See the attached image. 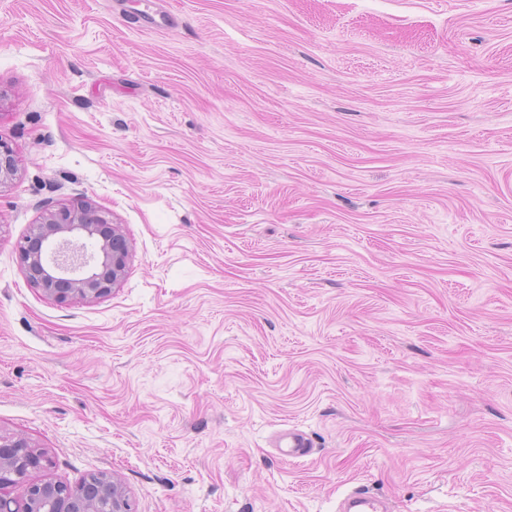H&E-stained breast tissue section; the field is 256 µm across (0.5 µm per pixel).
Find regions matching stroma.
<instances>
[{
    "mask_svg": "<svg viewBox=\"0 0 512 512\" xmlns=\"http://www.w3.org/2000/svg\"><path fill=\"white\" fill-rule=\"evenodd\" d=\"M0 140V432L33 479L512 512V0H0ZM86 199L131 261L59 303L16 248Z\"/></svg>",
    "mask_w": 512,
    "mask_h": 512,
    "instance_id": "35a3bbf8",
    "label": "stroma"
}]
</instances>
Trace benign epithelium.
<instances>
[{"mask_svg":"<svg viewBox=\"0 0 512 512\" xmlns=\"http://www.w3.org/2000/svg\"><path fill=\"white\" fill-rule=\"evenodd\" d=\"M16 171L12 148L0 140V185ZM18 254L27 280L43 295L59 303L90 304L121 286L131 246L121 225L87 204L46 210ZM47 463V453L26 437L0 432V512H133L122 482L108 472L75 485L31 480V473Z\"/></svg>","mask_w":512,"mask_h":512,"instance_id":"7a95c632","label":"benign epithelium"}]
</instances>
